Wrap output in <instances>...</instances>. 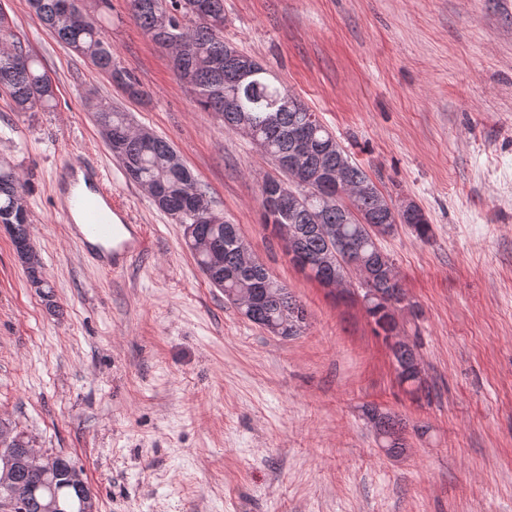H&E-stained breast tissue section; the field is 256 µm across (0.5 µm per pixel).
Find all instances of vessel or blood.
<instances>
[{"mask_svg": "<svg viewBox=\"0 0 512 512\" xmlns=\"http://www.w3.org/2000/svg\"><path fill=\"white\" fill-rule=\"evenodd\" d=\"M60 210L70 222L71 240L106 273L127 268L147 248L141 225L112 201V188L99 166L88 161L65 164L55 179Z\"/></svg>", "mask_w": 512, "mask_h": 512, "instance_id": "1", "label": "vessel or blood"}]
</instances>
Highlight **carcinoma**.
Listing matches in <instances>:
<instances>
[{
  "mask_svg": "<svg viewBox=\"0 0 512 512\" xmlns=\"http://www.w3.org/2000/svg\"><path fill=\"white\" fill-rule=\"evenodd\" d=\"M189 0H127L129 17L158 45L176 41L184 47L177 67L178 77L190 85L198 105L224 117L225 130L247 137L275 162L277 174H267L259 182L264 224L282 226L299 235V254L292 261L324 257L334 242L330 235L347 238L355 247V267L366 313L384 340L397 334L395 312L401 302L390 304L397 283L394 265L380 245V238L391 234L384 195L360 165L348 154L322 122L310 120L313 111L298 97L276 85L256 59L239 52L224 41V29L190 14ZM39 21L70 50L90 58L100 71L110 73L112 82L134 99L144 96L137 79L115 63L100 17L109 0H95L90 9L85 0H28ZM0 42L11 47L0 49V88L5 89L17 112L49 111L55 103L52 81L41 64L14 41L9 20L0 16ZM97 123L110 129L108 147L119 159L126 177L155 190L151 199L157 209L178 224L195 225V235L208 248L224 257V289L259 290L255 321L280 324L292 311L303 306L260 262L241 267L242 254L252 251L240 235L237 225L218 216L194 218L190 212L201 205L211 208L206 192L197 185L189 169L173 161L176 150L169 141L152 135L144 137L132 130L127 113L107 103L91 105ZM301 135L316 146L327 149L319 156L323 167L345 162V183H331L319 190L305 192L296 184L281 161L293 150V136ZM26 183L17 170L0 164V223L14 228L13 243L30 238L27 209L18 204L25 197ZM422 242L430 239L431 225L424 214L406 221ZM243 268L245 276L230 275ZM28 476L20 477L24 497L19 512H38L40 490L31 487ZM65 512H78L79 495L65 480H58Z\"/></svg>",
  "mask_w": 512,
  "mask_h": 512,
  "instance_id": "carcinoma-1",
  "label": "carcinoma"
}]
</instances>
